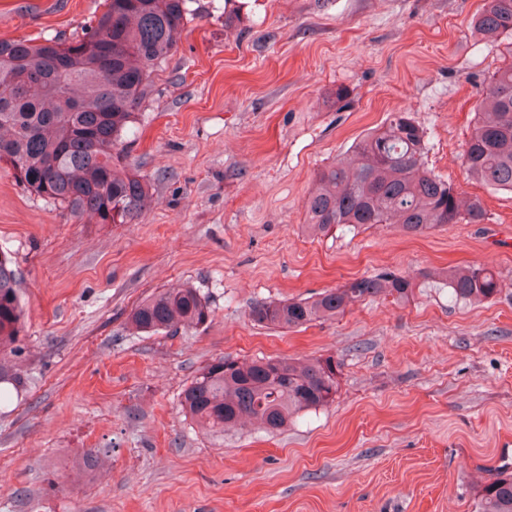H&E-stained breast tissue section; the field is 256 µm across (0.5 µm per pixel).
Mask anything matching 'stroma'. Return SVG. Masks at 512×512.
Here are the masks:
<instances>
[{
  "mask_svg": "<svg viewBox=\"0 0 512 512\" xmlns=\"http://www.w3.org/2000/svg\"><path fill=\"white\" fill-rule=\"evenodd\" d=\"M485 3L191 0L126 157L150 196L132 224L70 217L0 164V250L25 310L20 384L0 398V512H472L512 473V193L461 163L482 90L512 64V31L474 27ZM105 9L0 0V38L64 37ZM401 111L425 132L426 168L486 221L311 234L317 171ZM466 264L500 273L490 302L423 287ZM383 270L420 290L292 330L249 317ZM183 283L211 323L129 329L136 304ZM222 356L333 357L336 400L280 434L213 438L179 401Z\"/></svg>",
  "mask_w": 512,
  "mask_h": 512,
  "instance_id": "35a3bbf8",
  "label": "stroma"
}]
</instances>
